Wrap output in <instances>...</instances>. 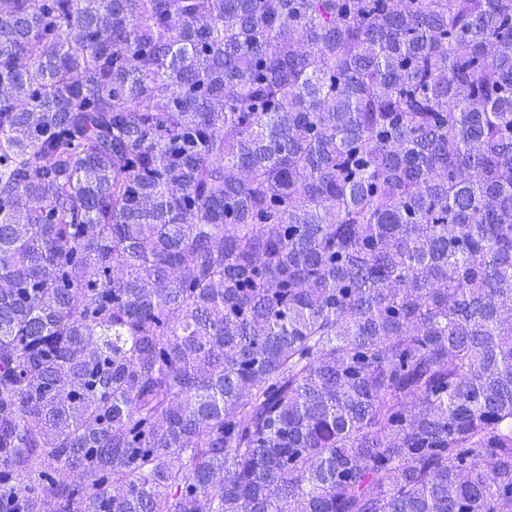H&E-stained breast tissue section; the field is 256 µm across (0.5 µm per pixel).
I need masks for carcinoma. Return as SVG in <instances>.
<instances>
[{
    "label": "carcinoma",
    "mask_w": 512,
    "mask_h": 512,
    "mask_svg": "<svg viewBox=\"0 0 512 512\" xmlns=\"http://www.w3.org/2000/svg\"><path fill=\"white\" fill-rule=\"evenodd\" d=\"M50 505L512 512V0H0V512Z\"/></svg>",
    "instance_id": "carcinoma-1"
}]
</instances>
